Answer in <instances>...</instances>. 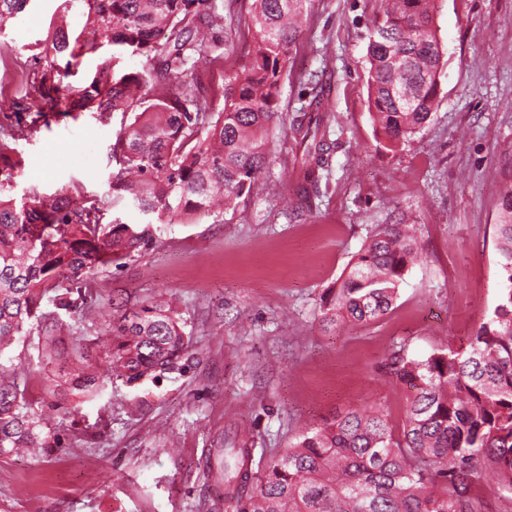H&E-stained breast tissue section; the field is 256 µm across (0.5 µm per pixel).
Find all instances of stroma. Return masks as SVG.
Segmentation results:
<instances>
[{
  "label": "stroma",
  "instance_id": "1",
  "mask_svg": "<svg viewBox=\"0 0 512 512\" xmlns=\"http://www.w3.org/2000/svg\"><path fill=\"white\" fill-rule=\"evenodd\" d=\"M224 61L203 68L212 88L253 46L246 0H217ZM384 0H310L281 89L293 113L324 98L320 136L332 149L316 193L299 208L298 146L272 136L273 161L235 207L219 215L149 224L153 245L99 271L94 291L114 305L167 301L191 337L179 372L99 396H71L80 413L51 406L57 364L38 333L0 355L28 385L48 454L0 457V512H224L206 457L227 444L271 456L301 431L345 407L388 406L401 421L405 387L388 382L386 358H422L465 345L498 303L495 226L512 191V0H437L440 90L430 120L396 150L377 148L367 97V45ZM85 0H30L0 28V88L22 98L53 30L87 37ZM122 123L90 112L48 113L20 141L17 192L70 188L98 199L107 219L148 223L114 204L120 165L112 143ZM379 224H414L421 254L387 315L366 325L322 321V298Z\"/></svg>",
  "mask_w": 512,
  "mask_h": 512
}]
</instances>
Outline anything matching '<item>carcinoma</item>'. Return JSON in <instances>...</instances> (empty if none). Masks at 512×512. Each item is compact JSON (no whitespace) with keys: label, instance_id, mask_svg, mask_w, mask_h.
<instances>
[{"label":"carcinoma","instance_id":"obj_1","mask_svg":"<svg viewBox=\"0 0 512 512\" xmlns=\"http://www.w3.org/2000/svg\"><path fill=\"white\" fill-rule=\"evenodd\" d=\"M29 0H0V23ZM308 0H251L247 26L252 54L225 74L216 100L195 74L222 58L224 15L213 0H86L90 39L70 40L62 26L49 51L73 61L99 59L89 83L73 88L65 112H115L121 124L112 154L121 163L112 193L165 223L208 216L215 199L228 209L251 189L269 163L268 132L286 125L303 148L300 195L318 189L330 146L312 134L321 99L293 114L280 92L293 70L299 39L296 17ZM436 0H393L372 22L367 46L368 99L376 141L392 150L430 119L441 73L433 30ZM107 46L115 49L103 56ZM144 58L139 71H120L123 55ZM61 70L36 72L12 120L0 125V352L41 325L45 350L56 352L59 320L41 302L53 294L69 315L96 310L108 325L104 348L111 375L127 383L156 380L178 369L189 338L175 312L158 301L107 313L110 301L93 295L91 275L120 264L152 244L149 227L117 219L68 190L43 197L12 196L17 142L43 116L39 103L59 92ZM36 118L25 120V113ZM496 237L503 286L493 313L467 345L412 358L405 348L385 364L392 381L410 391L402 423L384 404L343 409L307 428L272 457L258 481L251 448H219L206 474L224 480L225 512H488L478 489L491 474L512 494V193L503 197ZM418 256L417 238L403 224H380L347 275L323 297L324 319L370 324L392 310L400 282ZM66 384L92 398L103 379L85 367ZM27 389L0 365V457L49 448Z\"/></svg>","mask_w":512,"mask_h":512}]
</instances>
